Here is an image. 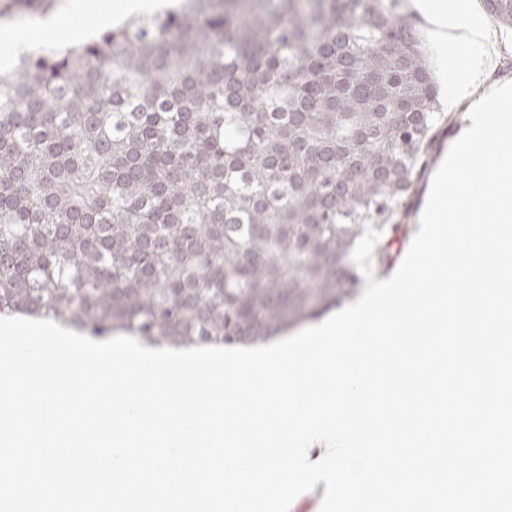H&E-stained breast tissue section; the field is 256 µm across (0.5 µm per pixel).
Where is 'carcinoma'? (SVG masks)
<instances>
[{"instance_id":"obj_1","label":"carcinoma","mask_w":512,"mask_h":512,"mask_svg":"<svg viewBox=\"0 0 512 512\" xmlns=\"http://www.w3.org/2000/svg\"><path fill=\"white\" fill-rule=\"evenodd\" d=\"M404 0H189L0 76V314L172 346L265 341L351 253L440 118ZM512 28V0H482Z\"/></svg>"}]
</instances>
